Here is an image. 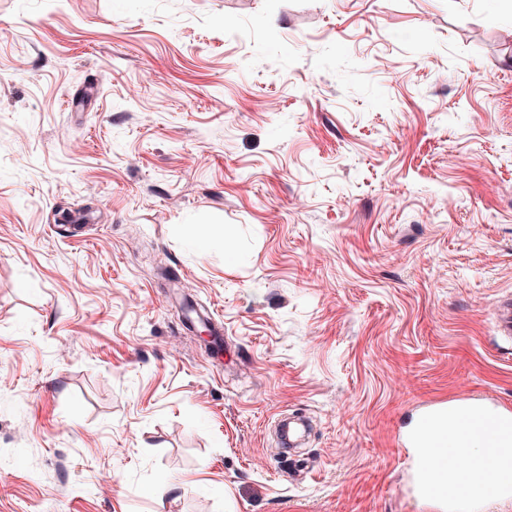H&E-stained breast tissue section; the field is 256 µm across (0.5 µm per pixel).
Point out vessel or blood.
<instances>
[{
    "label": "vessel or blood",
    "instance_id": "obj_1",
    "mask_svg": "<svg viewBox=\"0 0 512 512\" xmlns=\"http://www.w3.org/2000/svg\"><path fill=\"white\" fill-rule=\"evenodd\" d=\"M481 445L471 468L479 474L478 487L457 479L459 447L471 441ZM403 444L408 458L411 491L437 512H473L480 501L512 500V408L483 403L423 407L412 421Z\"/></svg>",
    "mask_w": 512,
    "mask_h": 512
}]
</instances>
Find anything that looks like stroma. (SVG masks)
<instances>
[{"label":"stroma","instance_id":"obj_1","mask_svg":"<svg viewBox=\"0 0 512 512\" xmlns=\"http://www.w3.org/2000/svg\"><path fill=\"white\" fill-rule=\"evenodd\" d=\"M507 295L500 0H0V512H414Z\"/></svg>","mask_w":512,"mask_h":512}]
</instances>
